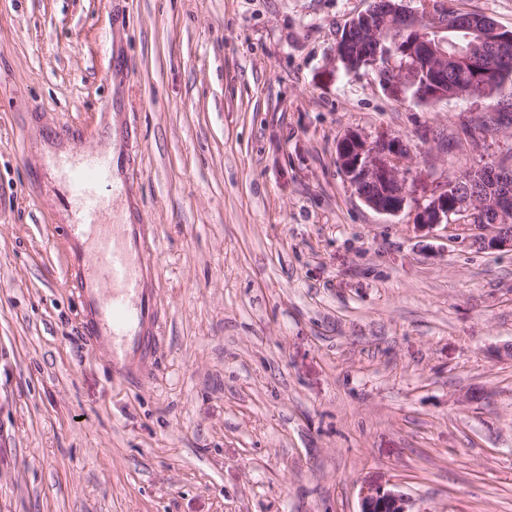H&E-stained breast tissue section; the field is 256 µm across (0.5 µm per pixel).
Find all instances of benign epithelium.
Wrapping results in <instances>:
<instances>
[{
  "mask_svg": "<svg viewBox=\"0 0 512 512\" xmlns=\"http://www.w3.org/2000/svg\"><path fill=\"white\" fill-rule=\"evenodd\" d=\"M405 23L388 26L363 12L345 27L343 48L352 51L355 66L342 61L347 71L369 67L386 68L394 76L383 81L384 88L395 97L406 99L424 80L421 94L426 102L446 100L453 96H472L475 87L490 92L496 77L486 65L488 46L505 48L512 45V32L496 26L489 28L479 16L451 20L447 14L421 15L399 9ZM445 36H439V33ZM448 32L465 33V42L455 43ZM407 61L397 65L396 55ZM461 69L467 82L448 83V70ZM485 113L474 116L461 128L464 138L474 142L477 134L496 130L493 124H483ZM410 140L403 135L382 133L370 140L350 133L336 146L337 161L346 182L354 193L371 209L383 214H397L407 203L409 185L405 163L410 156ZM482 170L490 179L506 188L512 186V166L504 163L479 162L446 181L443 189L419 208L414 223L425 230L448 223L451 216L465 217L479 228H494V234H476L469 245L478 249H509L512 251V206L490 201L469 189L472 174ZM360 512H410L409 499L395 490L367 488L361 492Z\"/></svg>",
  "mask_w": 512,
  "mask_h": 512,
  "instance_id": "benign-epithelium-1",
  "label": "benign epithelium"
}]
</instances>
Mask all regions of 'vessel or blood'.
Instances as JSON below:
<instances>
[{
    "instance_id": "b4317fda",
    "label": "vessel or blood",
    "mask_w": 512,
    "mask_h": 512,
    "mask_svg": "<svg viewBox=\"0 0 512 512\" xmlns=\"http://www.w3.org/2000/svg\"><path fill=\"white\" fill-rule=\"evenodd\" d=\"M128 157L127 141L111 136L93 153L72 147L63 155L53 150L41 157L59 174L66 231L81 248L67 276L79 283L86 299L85 334L93 341L107 338L118 379L125 376L131 350L154 351L158 330L154 299L144 286L147 271L156 266L145 227L125 222L112 206L132 197L124 176Z\"/></svg>"
}]
</instances>
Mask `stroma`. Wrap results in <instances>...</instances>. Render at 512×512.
<instances>
[{
  "label": "stroma",
  "mask_w": 512,
  "mask_h": 512,
  "mask_svg": "<svg viewBox=\"0 0 512 512\" xmlns=\"http://www.w3.org/2000/svg\"><path fill=\"white\" fill-rule=\"evenodd\" d=\"M372 0H0V512H512V252L414 214L480 154L490 101L413 104L336 60ZM136 130L152 357L82 335L76 248L37 134ZM351 132L408 136L367 207ZM410 140L403 135L382 133L368 139L350 133L336 146L337 161L346 182L371 209L397 214L407 203ZM360 512H412L409 499L395 490L367 488L361 492Z\"/></svg>",
  "instance_id": "35a3bbf8"
}]
</instances>
